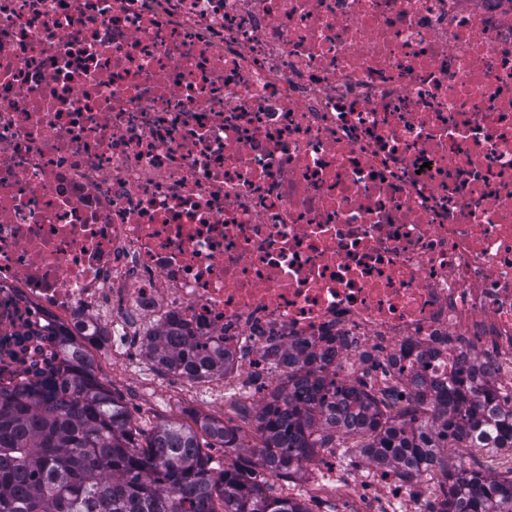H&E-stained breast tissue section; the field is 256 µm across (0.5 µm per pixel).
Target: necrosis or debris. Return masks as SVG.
I'll return each mask as SVG.
<instances>
[{"label":"necrosis or debris","instance_id":"obj_1","mask_svg":"<svg viewBox=\"0 0 512 512\" xmlns=\"http://www.w3.org/2000/svg\"><path fill=\"white\" fill-rule=\"evenodd\" d=\"M172 319L225 369L148 388L223 406L512 381V0H0V389Z\"/></svg>","mask_w":512,"mask_h":512}]
</instances>
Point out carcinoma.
<instances>
[{
    "label": "carcinoma",
    "mask_w": 512,
    "mask_h": 512,
    "mask_svg": "<svg viewBox=\"0 0 512 512\" xmlns=\"http://www.w3.org/2000/svg\"><path fill=\"white\" fill-rule=\"evenodd\" d=\"M89 338L62 339L60 377L36 390L0 391V512H311L273 493L317 448L343 437L384 478L410 480L439 469L441 493L429 512H512V468L492 476L445 448L512 450V389L419 378L400 399V383L347 384L321 371H290L255 415L258 460L219 470L211 448H242L239 429L191 415L150 430L97 379ZM155 366L197 378L224 371V349L194 341L188 326H159L146 345Z\"/></svg>",
    "instance_id": "1"
}]
</instances>
